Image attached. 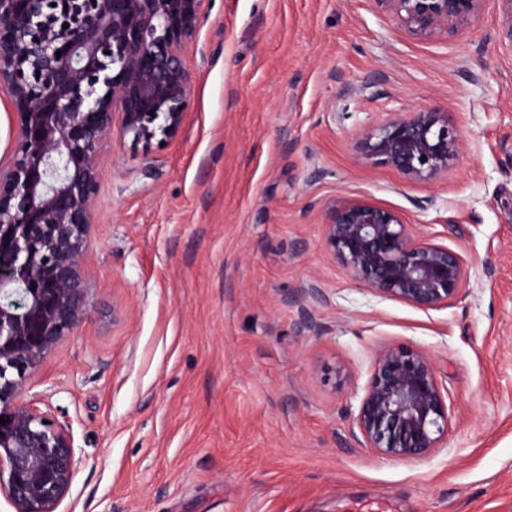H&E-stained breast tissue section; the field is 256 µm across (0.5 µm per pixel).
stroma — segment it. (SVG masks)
I'll return each mask as SVG.
<instances>
[{
    "label": "stroma",
    "instance_id": "obj_1",
    "mask_svg": "<svg viewBox=\"0 0 512 512\" xmlns=\"http://www.w3.org/2000/svg\"><path fill=\"white\" fill-rule=\"evenodd\" d=\"M184 61L179 132L102 148L92 308L27 381L74 437L56 512H512V0L428 38L374 0H207ZM421 107L461 132L447 176L362 163L361 132ZM341 200L460 251L459 298L352 281L324 242ZM392 344L449 395L421 460L356 438Z\"/></svg>",
    "mask_w": 512,
    "mask_h": 512
}]
</instances>
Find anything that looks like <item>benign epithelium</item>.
Instances as JSON below:
<instances>
[{
    "mask_svg": "<svg viewBox=\"0 0 512 512\" xmlns=\"http://www.w3.org/2000/svg\"><path fill=\"white\" fill-rule=\"evenodd\" d=\"M207 0H0V91L17 118L0 168V495L15 512H56L76 454L69 426L26 397V381L92 307L87 257L102 144L130 147L182 126L192 78L184 49ZM410 32H453L488 0H373ZM119 111V130L113 128ZM360 159L435 182L463 140L449 113L392 112L355 143ZM325 245L377 297L422 310L450 305L467 283L463 256L421 238L391 208L340 201ZM449 396L421 351L376 356L354 417L361 443L398 460L426 458L448 436Z\"/></svg>",
    "mask_w": 512,
    "mask_h": 512,
    "instance_id": "7a95c632",
    "label": "benign epithelium"
}]
</instances>
